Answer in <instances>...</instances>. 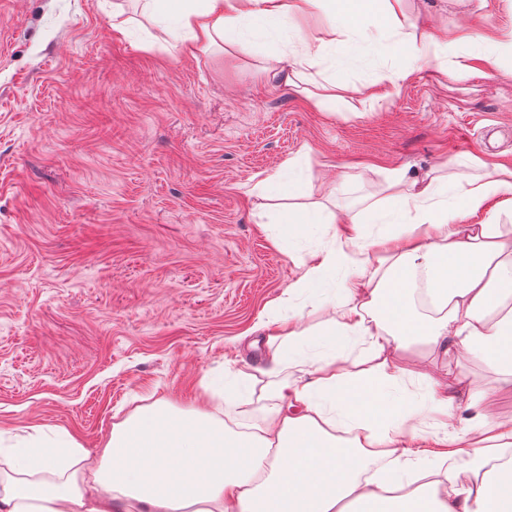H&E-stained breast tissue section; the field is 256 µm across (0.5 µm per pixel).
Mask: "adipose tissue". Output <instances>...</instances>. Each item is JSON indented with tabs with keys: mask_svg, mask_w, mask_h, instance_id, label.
Masks as SVG:
<instances>
[{
	"mask_svg": "<svg viewBox=\"0 0 512 512\" xmlns=\"http://www.w3.org/2000/svg\"><path fill=\"white\" fill-rule=\"evenodd\" d=\"M333 2L329 28L311 24ZM143 15L185 33L184 52L230 46L251 50L244 26L268 35L289 30L302 50L280 83L319 65L366 15L380 14L393 38L390 55L410 69L447 56V34L410 32L405 0H144ZM512 206V164L484 175L412 181L392 172L371 218L339 216L318 202L285 218L293 235L335 225L324 247L309 252L287 294L317 288L337 308L323 333L340 338L314 368L294 351L304 333L301 313L273 314L278 337L267 361L275 407L263 424L232 427L224 404L245 403L249 372L234 380L206 375L178 407L165 399L138 408L95 451L76 437L47 438L41 428L0 448V512H512V417L493 418L483 392L461 395L456 380L404 366L418 344L441 356L475 355L493 368L500 389L512 390V250L495 216ZM487 213L481 224L470 216ZM349 276L337 280L338 271ZM424 290L433 316L411 300ZM362 345L365 369L349 370L346 344ZM421 380L428 406L390 386ZM442 419L425 431V412ZM432 440L439 452L418 455ZM465 463H458V455Z\"/></svg>",
	"mask_w": 512,
	"mask_h": 512,
	"instance_id": "1",
	"label": "adipose tissue"
}]
</instances>
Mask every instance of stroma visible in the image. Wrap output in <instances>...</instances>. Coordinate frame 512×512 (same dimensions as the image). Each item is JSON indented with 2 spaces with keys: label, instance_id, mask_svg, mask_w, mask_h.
<instances>
[{
  "label": "stroma",
  "instance_id": "1",
  "mask_svg": "<svg viewBox=\"0 0 512 512\" xmlns=\"http://www.w3.org/2000/svg\"><path fill=\"white\" fill-rule=\"evenodd\" d=\"M113 0H0V430L40 426L98 447L114 423L160 398L180 404L206 372L265 367L262 327L330 224L289 239L277 212L304 197L268 199L257 183L288 163L312 189L337 179L328 207L361 212L385 194L388 171L459 179L512 161V52L494 70L460 68L451 46L389 88L404 58L347 43L299 85L269 81L288 61L282 32L248 54L180 55L152 42V24ZM421 27L497 37L512 0H406ZM327 81L378 95L363 112H320L306 95ZM293 242L294 258L279 246ZM316 294L293 299L310 333L307 362L327 347ZM427 369L478 382L494 416L512 393L475 356L421 350ZM268 376L225 419L262 422Z\"/></svg>",
  "mask_w": 512,
  "mask_h": 512
}]
</instances>
